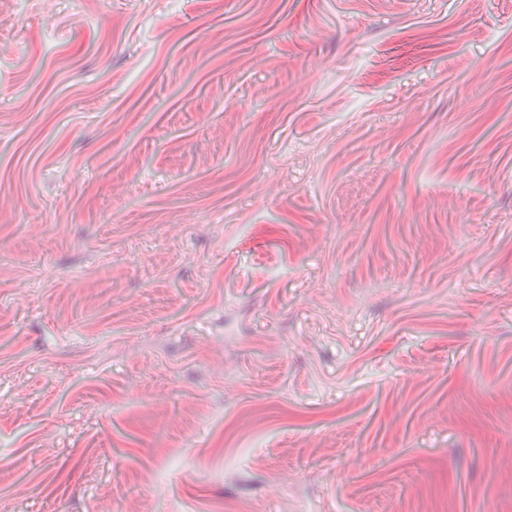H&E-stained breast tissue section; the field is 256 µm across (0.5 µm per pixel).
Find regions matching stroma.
I'll return each instance as SVG.
<instances>
[{
	"label": "stroma",
	"instance_id": "obj_1",
	"mask_svg": "<svg viewBox=\"0 0 512 512\" xmlns=\"http://www.w3.org/2000/svg\"><path fill=\"white\" fill-rule=\"evenodd\" d=\"M1 195L0 512H512V0H0Z\"/></svg>",
	"mask_w": 512,
	"mask_h": 512
}]
</instances>
